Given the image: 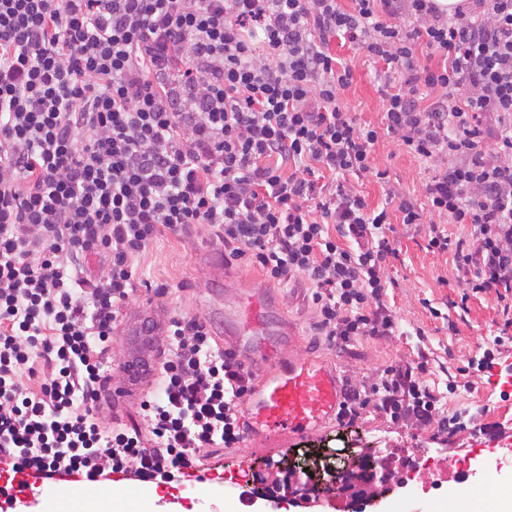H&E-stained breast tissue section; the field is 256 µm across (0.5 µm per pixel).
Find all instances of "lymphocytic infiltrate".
I'll list each match as a JSON object with an SVG mask.
<instances>
[{
    "label": "lymphocytic infiltrate",
    "instance_id": "f902f5d3",
    "mask_svg": "<svg viewBox=\"0 0 512 512\" xmlns=\"http://www.w3.org/2000/svg\"><path fill=\"white\" fill-rule=\"evenodd\" d=\"M350 2L0 0V478L160 485L240 441L253 374L180 312L140 425L99 420L133 261L163 232L204 224L225 261L301 277L319 335L388 336L396 250L387 210L356 186L369 176L464 288L512 293V0L451 14L436 0ZM334 38L381 62L380 125L342 106L354 71ZM384 135L434 163L427 207L373 165ZM93 253L106 275L87 286L78 266ZM424 369L348 387L338 420L373 402L428 424Z\"/></svg>",
    "mask_w": 512,
    "mask_h": 512
}]
</instances>
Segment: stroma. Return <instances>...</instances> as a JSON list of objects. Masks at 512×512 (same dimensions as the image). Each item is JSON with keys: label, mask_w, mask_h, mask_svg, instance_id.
Listing matches in <instances>:
<instances>
[{"label": "stroma", "mask_w": 512, "mask_h": 512, "mask_svg": "<svg viewBox=\"0 0 512 512\" xmlns=\"http://www.w3.org/2000/svg\"><path fill=\"white\" fill-rule=\"evenodd\" d=\"M330 51L354 70L344 101L360 122L379 124L382 93L373 63L355 44L336 39ZM376 161L388 168L392 185L421 198L422 185L433 173L431 164L414 159L386 136L376 147ZM425 231L422 224L397 223L389 233L399 257L387 268L397 285L386 301L397 329L348 347L318 335L312 290L303 279L273 284L259 267L235 262L225 266L218 286L210 281L209 269L224 243L208 227L156 239L134 262L137 286L125 312L143 319L166 310L184 312L202 320L220 339L224 323L219 312L259 288L271 307L272 322L292 323L295 334L288 349L295 358L328 360L343 382L353 386L371 385L390 364L426 361L420 380L436 395L437 411L429 425L420 427L392 421L370 405L354 422H331L291 447L241 442L224 449L211 479L183 476L160 486L136 481L131 488H120V496L141 512H252L245 493L274 487L295 453L358 444L394 463L401 462L405 448L432 462L387 500V512H444L449 488L460 481L485 485L475 512H491L495 495L512 486V326L506 325L495 293L464 295L450 256L427 251ZM161 284L166 294L155 293Z\"/></svg>", "instance_id": "1"}]
</instances>
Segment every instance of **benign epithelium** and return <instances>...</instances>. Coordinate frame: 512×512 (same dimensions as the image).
<instances>
[{"mask_svg":"<svg viewBox=\"0 0 512 512\" xmlns=\"http://www.w3.org/2000/svg\"><path fill=\"white\" fill-rule=\"evenodd\" d=\"M283 472L288 503L304 507L326 504L343 512L380 507L395 489L404 487L407 479L403 470H394L369 448L349 451L342 468L325 458H313L301 464L290 463Z\"/></svg>","mask_w":512,"mask_h":512,"instance_id":"7a95c632","label":"benign epithelium"}]
</instances>
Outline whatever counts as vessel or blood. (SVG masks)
Instances as JSON below:
<instances>
[{"instance_id": "b4317fda", "label": "vessel or blood", "mask_w": 512, "mask_h": 512, "mask_svg": "<svg viewBox=\"0 0 512 512\" xmlns=\"http://www.w3.org/2000/svg\"><path fill=\"white\" fill-rule=\"evenodd\" d=\"M231 351L241 360L266 366L238 416L246 440L279 446L332 422L341 403L340 373L327 362L284 358L269 336L267 307L256 295L228 309Z\"/></svg>"}]
</instances>
